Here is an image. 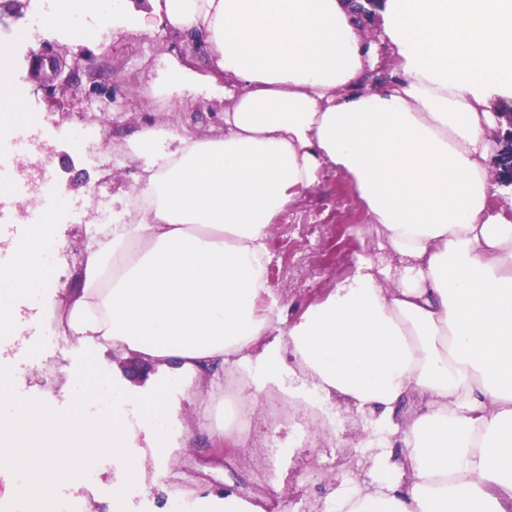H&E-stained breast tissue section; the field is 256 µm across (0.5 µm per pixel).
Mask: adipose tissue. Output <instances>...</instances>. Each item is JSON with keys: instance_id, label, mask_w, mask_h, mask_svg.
Masks as SVG:
<instances>
[{"instance_id": "1", "label": "adipose tissue", "mask_w": 512, "mask_h": 512, "mask_svg": "<svg viewBox=\"0 0 512 512\" xmlns=\"http://www.w3.org/2000/svg\"><path fill=\"white\" fill-rule=\"evenodd\" d=\"M192 63L173 91L222 84L209 134L144 127L136 189L92 224L66 328L87 350L178 363L211 397L347 401L381 479L335 512H512V211L495 208L494 99L512 101V0H384L370 40L348 0H154ZM395 77L378 84L381 48ZM347 174L372 238L355 272L288 321L269 227L321 169ZM0 286L41 276V234ZM425 401L402 419L410 394ZM400 443L402 461L391 446Z\"/></svg>"}]
</instances>
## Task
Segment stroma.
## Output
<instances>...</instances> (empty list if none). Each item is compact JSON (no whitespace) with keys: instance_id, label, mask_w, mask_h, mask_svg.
<instances>
[{"instance_id":"stroma-1","label":"stroma","mask_w":512,"mask_h":512,"mask_svg":"<svg viewBox=\"0 0 512 512\" xmlns=\"http://www.w3.org/2000/svg\"><path fill=\"white\" fill-rule=\"evenodd\" d=\"M152 8L151 0H109L94 11L73 12L72 35L65 38L42 20L53 11V0H0V44L11 49L7 64L18 89L17 95L0 97V108L14 112L19 124L38 119L58 153L51 177L65 200L49 215L54 248L45 262L51 276L11 294L32 323L10 365L18 394L61 408L70 404L83 347L56 316L41 314L39 305L47 296L60 312L71 301L89 246L92 190L105 186L117 213L137 185L140 160L129 155L115 165L111 151L123 150L126 139L146 124L179 125L191 113L217 118L226 105L216 90L192 102L164 95L150 103L143 100L142 89L158 83L166 55H194L190 44L169 31L148 36L122 26L125 17ZM366 246L365 214L350 178L321 171L269 228L266 277L270 288L287 297V319L297 320L351 276ZM96 360L124 391L138 395L176 375L173 365L108 349L99 351ZM208 390L202 378L172 391L168 416L176 427L169 440L177 452L168 460L155 455L152 427L135 406H127L126 427L134 434L131 453L138 469L127 497L129 512H171L176 504L183 512H202V500L220 501L228 493L262 505L265 512H286L294 498L306 506L322 501L338 461L360 455L359 424L341 401L332 408L335 424H322L307 443H296L291 423L269 421L259 411L251 417L243 446L233 447L214 432L215 417L206 410ZM95 470L93 481L61 486L59 495L78 497L80 512H113L116 461L103 458ZM276 485L282 488L278 497L272 492Z\"/></svg>"}]
</instances>
